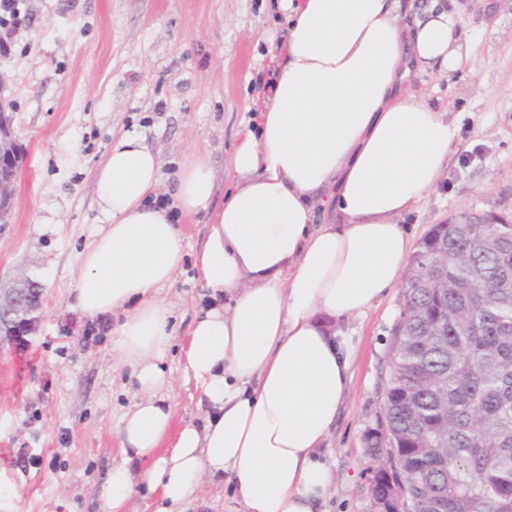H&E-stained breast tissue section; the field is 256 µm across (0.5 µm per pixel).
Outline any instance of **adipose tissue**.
Segmentation results:
<instances>
[{
    "instance_id": "1",
    "label": "adipose tissue",
    "mask_w": 512,
    "mask_h": 512,
    "mask_svg": "<svg viewBox=\"0 0 512 512\" xmlns=\"http://www.w3.org/2000/svg\"><path fill=\"white\" fill-rule=\"evenodd\" d=\"M282 7L275 77L232 155L223 202L202 153L163 198L159 157L132 133L113 139L94 173L109 221L77 256L74 306L92 320L120 316L118 353L140 393L118 420L104 512H124L137 487L160 494L157 512H183L204 475L224 472L242 512H319L332 491L320 448L350 370L334 325L400 280L411 242L396 218L436 185L457 134L409 85L418 70H456L462 44L455 10L439 4L410 24L402 0ZM199 213L206 301L184 354L206 408L176 429L162 367L173 309L159 292L184 256L178 216Z\"/></svg>"
}]
</instances>
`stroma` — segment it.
Returning <instances> with one entry per match:
<instances>
[{
  "label": "stroma",
  "instance_id": "stroma-1",
  "mask_svg": "<svg viewBox=\"0 0 512 512\" xmlns=\"http://www.w3.org/2000/svg\"><path fill=\"white\" fill-rule=\"evenodd\" d=\"M465 60L442 75L418 72L414 89L447 112L457 137L437 186L397 219L412 241L463 208L512 215V0H463ZM28 24L11 32L0 69L4 107L21 147L15 205L0 223V279L27 272L44 286V318L25 343H0V512H101L119 453L117 422L132 399L115 334L73 309L76 255L107 218L94 172L112 139L138 134L159 151L162 190L183 162L208 154L218 192L273 77L271 51L286 35L279 0H23ZM403 286L340 322L352 378L323 445L336 484L325 512H372L375 462ZM204 290L185 255L164 294L177 335L163 367L175 423L199 416L201 391L181 351ZM231 483L204 476L188 512H237Z\"/></svg>",
  "mask_w": 512,
  "mask_h": 512
}]
</instances>
